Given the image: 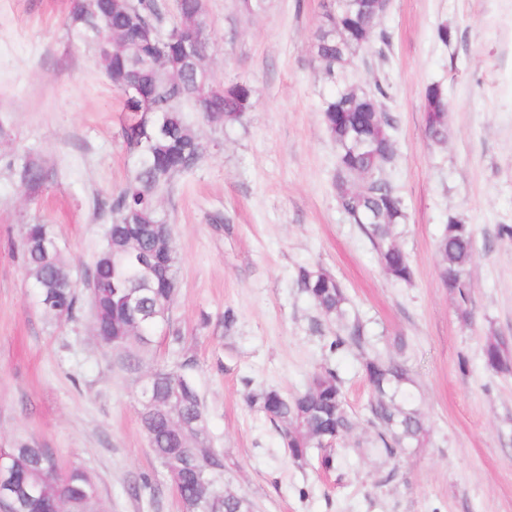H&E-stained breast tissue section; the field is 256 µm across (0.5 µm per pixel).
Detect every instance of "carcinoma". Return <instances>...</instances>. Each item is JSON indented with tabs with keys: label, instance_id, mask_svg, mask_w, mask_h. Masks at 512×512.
<instances>
[{
	"label": "carcinoma",
	"instance_id": "cac0c4a2",
	"mask_svg": "<svg viewBox=\"0 0 512 512\" xmlns=\"http://www.w3.org/2000/svg\"><path fill=\"white\" fill-rule=\"evenodd\" d=\"M177 21L168 24L160 0H74L68 29L76 40L92 44L107 78L123 91V141L134 157L126 185L112 199L110 234L94 267L92 279L105 288L99 299L93 330L126 372L144 375V386L156 404L152 413L139 412L141 427L152 440L156 461L179 492L182 512H253L248 497L224 481V455L211 445L203 400L183 368L156 366L144 369L153 349L156 329L162 327L169 342L182 336L171 325L176 294L177 257L172 232L159 205L174 179L194 168L203 157V141L184 107L205 101V120L216 128L242 121L254 102L256 88L246 81L214 84L182 62L183 46L194 36L211 40L203 0H177ZM385 10L377 0H328L311 51L321 66L330 94L321 104L325 130L336 149L334 187L341 210L368 239L385 274L394 282L409 283L413 269L398 244L395 229L407 219L403 199L386 178L395 156L390 130L394 119L382 108L386 87L375 82L369 91L373 107H366L363 89L351 84L341 62L354 57L363 45L389 37L378 29L376 16ZM141 26L161 36L140 40ZM140 94L130 96L126 89ZM425 132L434 144L448 137V99L438 83L426 91ZM47 171L39 163L26 165L21 174L29 189L43 184ZM53 237L45 224H29L22 241L29 278L43 311L57 321L74 317L79 297L63 288L60 279L70 269L60 251L51 255L41 247ZM439 275L448 293L468 301L474 239L470 225L450 216L437 243ZM298 287L328 320L340 324L329 343L337 353L359 347L361 325L349 318L345 291L329 271L317 264L296 271ZM505 342L488 340L484 356L496 372L512 369ZM371 389L367 422L375 429L370 447L388 458L421 446L428 434L424 417L404 385L407 366L394 357L375 356L364 363ZM279 429L292 458L309 461L310 450L329 441L343 442L355 434L358 423L348 411L337 371L330 367L313 372L305 388L284 395L261 388L247 395ZM5 452L12 457L8 479L0 481L12 512H101L98 496L90 493L95 482L79 467L64 468L50 448L20 443Z\"/></svg>",
	"mask_w": 512,
	"mask_h": 512
}]
</instances>
